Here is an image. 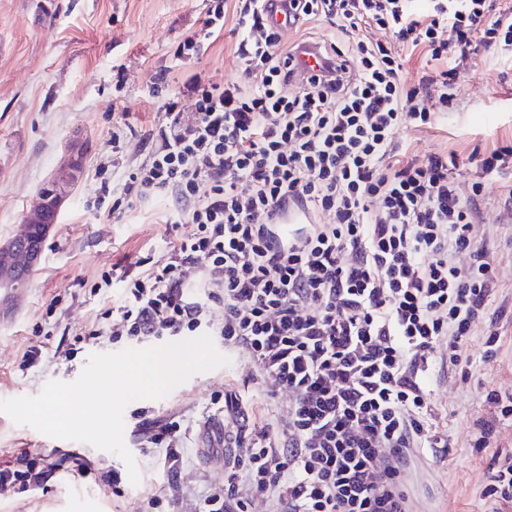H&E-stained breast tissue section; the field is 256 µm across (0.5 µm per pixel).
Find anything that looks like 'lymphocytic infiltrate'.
<instances>
[{
    "label": "lymphocytic infiltrate",
    "mask_w": 512,
    "mask_h": 512,
    "mask_svg": "<svg viewBox=\"0 0 512 512\" xmlns=\"http://www.w3.org/2000/svg\"><path fill=\"white\" fill-rule=\"evenodd\" d=\"M300 42L312 25L336 60L334 75L293 78L292 49L265 0H214L200 30L176 48L177 78L160 70L152 97L164 114L151 149L125 173L123 202L171 197L174 235L160 259L141 258L112 307V338L147 342L213 330L252 368L255 408L224 483L203 512H412L411 464L448 445L431 392L437 370L468 364L464 349L495 292L493 255L478 238L484 178L512 170V142L469 155L481 172L456 192V152L419 157L395 136L456 110V70L477 49L512 61V0H288ZM244 75L214 80L193 65L226 21ZM382 36L370 39L366 30ZM427 70L403 79L407 56ZM296 85L294 95L283 86ZM193 102L189 112L179 102ZM303 208L312 223L281 235L279 216ZM192 225L186 236L179 225ZM470 261L462 265L459 254ZM224 309L213 324L210 311ZM288 407L265 415L277 392ZM494 409L473 448L493 449L482 495L512 512V394L487 391ZM170 472L183 462L177 420L147 429ZM0 463V488L25 493L47 474L44 455Z\"/></svg>",
    "instance_id": "f902f5d3"
}]
</instances>
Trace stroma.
<instances>
[{
    "label": "stroma",
    "mask_w": 512,
    "mask_h": 512,
    "mask_svg": "<svg viewBox=\"0 0 512 512\" xmlns=\"http://www.w3.org/2000/svg\"><path fill=\"white\" fill-rule=\"evenodd\" d=\"M209 0H0V242L24 224L45 183L60 176L70 158L82 171L70 183L39 264L18 304L0 316V399L34 396L52 380H75L89 355L116 352L128 340L105 335L85 339L95 323L111 328L104 313L112 290L101 276L127 270L137 258L161 257L169 238L162 217L170 209L164 197L135 204L123 223H113L94 200L101 178L120 187L126 167L142 162L149 150L148 131L162 118L149 91L160 69L176 67L174 50L197 30ZM235 35L223 31L196 63L197 71L217 80L240 73L230 50ZM125 82H118L114 67ZM464 107L442 113L428 129L401 128L400 142L420 156L456 151L462 164L455 173L461 196L483 179L489 197L512 189V173L481 178L466 158L474 146L512 141V72L485 50L458 70ZM130 125L121 158L112 153V131ZM479 236L497 257L498 288L490 306L502 334L501 349L485 361L486 323H477L467 343L471 377L445 371L435 385L433 404L448 445L415 467V512H492L481 491L492 453L471 448L475 423L489 418V389L512 391V214L484 210ZM40 347L34 366L23 367L30 346ZM247 366L230 365L194 375L161 400H138L124 412V442L140 475L131 484L116 455L73 440L45 436L15 424L0 413V463L21 449L40 450L50 461L84 463L83 473L63 469L41 489L25 494L0 491V512H145L151 496L172 499L174 512H200L204 495L224 482V473L205 466L197 449V430L207 417L225 414L219 399L233 384L250 399ZM151 420L176 418L187 429L184 463L170 473L162 451L144 455V430L136 412ZM120 484H113V475Z\"/></svg>",
    "instance_id": "stroma-1"
}]
</instances>
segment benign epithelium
<instances>
[{"label": "benign epithelium", "instance_id": "1", "mask_svg": "<svg viewBox=\"0 0 512 512\" xmlns=\"http://www.w3.org/2000/svg\"><path fill=\"white\" fill-rule=\"evenodd\" d=\"M60 198L49 200L41 196L37 208L30 214L28 222L21 225L17 233L9 241L0 245V294L3 301L14 297V291L19 288V282L25 274L40 260L42 247L32 241L27 228L37 224L41 228L39 239H45L51 224L53 214L57 213Z\"/></svg>", "mask_w": 512, "mask_h": 512}]
</instances>
